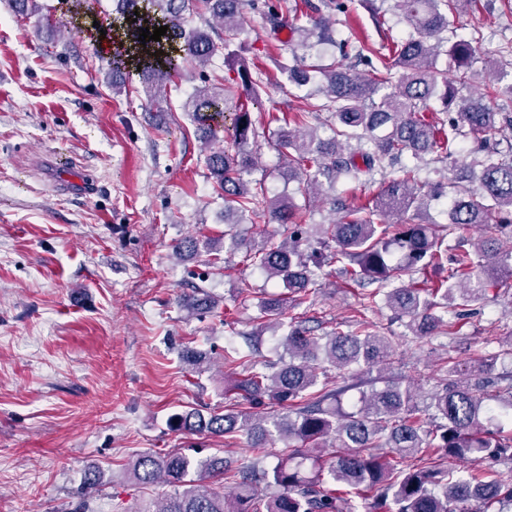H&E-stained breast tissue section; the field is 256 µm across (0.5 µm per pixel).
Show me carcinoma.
<instances>
[{
	"instance_id": "cac0c4a2",
	"label": "carcinoma",
	"mask_w": 512,
	"mask_h": 512,
	"mask_svg": "<svg viewBox=\"0 0 512 512\" xmlns=\"http://www.w3.org/2000/svg\"><path fill=\"white\" fill-rule=\"evenodd\" d=\"M392 10L412 28L409 35L377 54L369 43L357 46L356 56L370 63L357 74L342 59L322 66L307 63V54L293 55V63L279 64L288 80L299 86L316 85L325 102L284 118L293 125L280 130L275 146L286 163L281 176L296 181L307 193L325 179L334 189L342 179L373 176L400 165L402 175L385 181L372 203L348 207L329 224L307 229L298 223V208L287 197H267L264 185L248 179L254 156L251 140L258 136L250 107L259 103V73L241 61L246 51L242 18L254 0H114L113 32L120 47L109 59L112 92L125 87L135 72L149 100L163 95L167 85L180 79L188 63L201 67L222 54L239 62L235 76L220 84L197 87L182 104L207 147L204 163L213 190L224 198V239L188 236L174 247L179 259L220 249L247 250L248 260L269 279L281 281L291 299L271 298L260 309L255 333L281 326L288 301H307L323 260L304 252L311 242L335 243L326 261L343 264L348 278L377 287L362 293L368 308L383 297L385 305L415 336L448 333V310L463 308L485 298L489 277L512 276V141L500 133L512 130V114L494 105L499 96L495 66L486 69L485 92L476 98L457 94L471 85L473 42L449 32L448 15L470 6V0H392ZM337 0L310 5L307 24L288 19L282 5L267 6L269 35L276 39L287 29L290 41L312 49L333 41L330 19L324 12L339 10ZM139 15H134V12ZM192 14H207L221 26L212 34L188 26ZM168 27L161 40L139 41V30ZM454 63L453 74L437 67L441 54ZM379 55L382 66L372 64ZM442 105L445 118L433 122L424 112L432 101ZM328 113L329 134L311 130L300 134L309 120ZM473 139L474 146L461 164L460 175L450 180L453 195L448 224L436 233L432 224H417L403 216L417 212L438 198L429 182L419 178L424 155L442 152L438 160L456 162L452 140L445 131ZM356 146H351V141ZM288 224L287 238L271 235L260 241L241 237L238 225ZM475 227L479 243L468 249L458 240L444 246L455 231ZM428 267L448 269V275L420 283L417 272ZM184 305L201 311L214 302L204 293L184 298ZM286 361H269V372H258L237 350L224 352V365L242 368L235 381V406L225 413L184 411L178 427L201 438L243 433L248 464L217 454L192 458L179 448L148 451L129 463V479L139 485H164L172 491L145 499L123 512H343L342 495L351 491L382 493L371 512H469L473 502L484 512L512 509V484L492 475L454 478L435 455L465 460L485 452L512 460V436L499 437L488 424L512 414V394L488 403L482 386L450 382L435 392L429 405L420 406L415 383L389 380L381 389L361 396L360 409L351 414L327 406L345 388L328 384L316 389L319 361L336 368L352 365L368 370L381 366L393 353L392 339L365 324L356 331L317 336L306 322L289 326L284 340ZM279 404L283 412L272 422L252 411L262 398ZM279 442L287 448L278 451ZM374 448H388L385 463ZM419 459L411 464L409 460ZM222 476L233 485L226 494L209 479ZM104 474H84L83 487L73 512H85L83 497L98 489Z\"/></svg>"
}]
</instances>
